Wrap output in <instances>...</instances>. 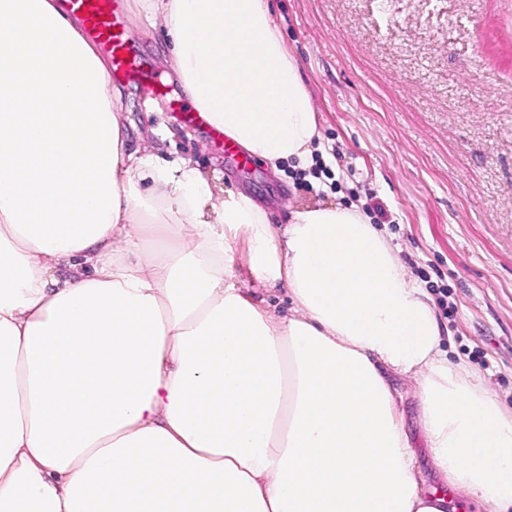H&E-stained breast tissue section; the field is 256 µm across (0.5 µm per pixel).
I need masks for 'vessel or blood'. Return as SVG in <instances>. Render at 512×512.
<instances>
[{
  "instance_id": "vessel-or-blood-1",
  "label": "vessel or blood",
  "mask_w": 512,
  "mask_h": 512,
  "mask_svg": "<svg viewBox=\"0 0 512 512\" xmlns=\"http://www.w3.org/2000/svg\"><path fill=\"white\" fill-rule=\"evenodd\" d=\"M60 6L81 20L86 34L107 56L109 72L104 89L131 84L140 95L167 98L174 118L198 131L204 147L216 151L221 158L232 159L238 166L251 165V157L223 130L212 127L205 114L192 107L186 94H170L168 84L153 65L148 42L133 36L130 16L121 0H60Z\"/></svg>"
}]
</instances>
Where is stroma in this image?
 <instances>
[{"label":"stroma","mask_w":512,"mask_h":512,"mask_svg":"<svg viewBox=\"0 0 512 512\" xmlns=\"http://www.w3.org/2000/svg\"><path fill=\"white\" fill-rule=\"evenodd\" d=\"M273 25L310 91L339 193L294 184L287 162L243 172L203 149L160 100L115 88L126 148L187 164L214 198L239 190L286 223L293 211L345 200L378 204L380 226L411 280L443 277L455 306L441 347L479 376L512 416V0H271ZM134 29L171 70L161 20L126 0ZM235 282L264 300L272 325L290 315L287 285L261 287L244 242ZM385 381L416 453L423 489L440 486L421 410L422 377Z\"/></svg>","instance_id":"stroma-1"}]
</instances>
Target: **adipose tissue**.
Instances as JSON below:
<instances>
[{"label": "adipose tissue", "mask_w": 512, "mask_h": 512, "mask_svg": "<svg viewBox=\"0 0 512 512\" xmlns=\"http://www.w3.org/2000/svg\"><path fill=\"white\" fill-rule=\"evenodd\" d=\"M141 2L213 126L312 166L269 0ZM105 76L57 0H0V512H443L387 369L423 372L446 485L512 512V418L445 357L381 230L354 204L278 229L243 194L213 201L194 168L127 152ZM240 240L258 284L288 286L279 328L236 286Z\"/></svg>", "instance_id": "ef3b65f1"}]
</instances>
